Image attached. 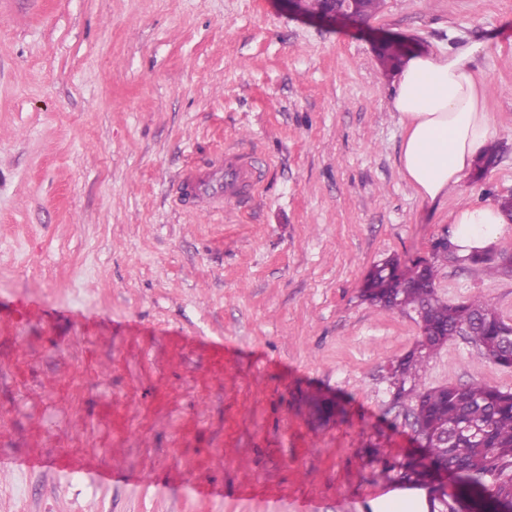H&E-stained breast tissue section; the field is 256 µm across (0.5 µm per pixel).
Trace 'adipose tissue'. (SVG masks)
<instances>
[{"label":"adipose tissue","mask_w":512,"mask_h":512,"mask_svg":"<svg viewBox=\"0 0 512 512\" xmlns=\"http://www.w3.org/2000/svg\"><path fill=\"white\" fill-rule=\"evenodd\" d=\"M483 44L408 57L391 109L404 129L400 170L422 201L436 203L494 137L493 115L483 104L482 82L472 68ZM504 217L497 205H467L452 215L459 254L490 248Z\"/></svg>","instance_id":"ef3b65f1"}]
</instances>
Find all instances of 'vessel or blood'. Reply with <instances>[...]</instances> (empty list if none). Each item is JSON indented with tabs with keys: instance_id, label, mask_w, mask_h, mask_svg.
<instances>
[{
	"instance_id": "b4317fda",
	"label": "vessel or blood",
	"mask_w": 512,
	"mask_h": 512,
	"mask_svg": "<svg viewBox=\"0 0 512 512\" xmlns=\"http://www.w3.org/2000/svg\"><path fill=\"white\" fill-rule=\"evenodd\" d=\"M261 172L250 154L233 147L186 168L174 185L179 204L220 215L237 210L260 187Z\"/></svg>"
}]
</instances>
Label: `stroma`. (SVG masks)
Listing matches in <instances>:
<instances>
[{
	"label": "stroma",
	"mask_w": 512,
	"mask_h": 512,
	"mask_svg": "<svg viewBox=\"0 0 512 512\" xmlns=\"http://www.w3.org/2000/svg\"><path fill=\"white\" fill-rule=\"evenodd\" d=\"M380 36L486 45L497 158L433 205ZM228 145L258 195L178 209ZM510 195L512 0H385L365 29L286 0H0V512H373L416 447L387 369L422 332L364 283ZM436 286L512 324V273L451 257ZM472 381L512 369L457 339L419 373Z\"/></svg>",
	"instance_id": "obj_1"
}]
</instances>
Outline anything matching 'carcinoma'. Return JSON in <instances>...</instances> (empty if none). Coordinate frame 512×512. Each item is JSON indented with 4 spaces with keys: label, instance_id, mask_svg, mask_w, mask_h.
<instances>
[{
    "label": "carcinoma",
    "instance_id": "cac0c4a2",
    "mask_svg": "<svg viewBox=\"0 0 512 512\" xmlns=\"http://www.w3.org/2000/svg\"><path fill=\"white\" fill-rule=\"evenodd\" d=\"M401 281L390 309H412L423 314L426 342L417 352L399 360L390 372L394 397L414 400L424 427L432 431L450 430L464 423L483 429L481 439L448 436L447 447L428 449V458L396 464L399 479L420 482L435 470H445L458 486L457 498L473 491L484 501L488 512L512 510V392L482 383L450 385L436 392L412 383L425 359L435 354L458 329L469 328L466 337L479 358L503 365L512 351L504 344L507 323L496 307L482 299L450 305L436 298L437 267L433 262L401 267L389 258L370 272L366 288H389V279Z\"/></svg>",
    "mask_w": 512,
    "mask_h": 512
}]
</instances>
